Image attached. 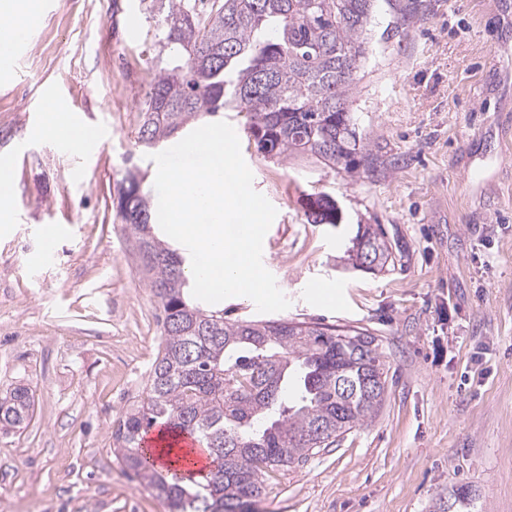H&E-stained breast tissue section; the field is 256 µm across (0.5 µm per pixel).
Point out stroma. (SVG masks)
<instances>
[{"mask_svg":"<svg viewBox=\"0 0 512 512\" xmlns=\"http://www.w3.org/2000/svg\"><path fill=\"white\" fill-rule=\"evenodd\" d=\"M16 70L0 74V162L27 221L0 232V396L29 388L23 429H0L5 512H168L112 452V422L145 392L159 302L116 217L127 169L155 195L140 107L167 61L144 0H38ZM139 30L136 40L128 28ZM60 89L99 143L59 152L26 117ZM349 108L368 154L353 171L258 154L228 112L253 187L276 208L263 251L284 319L360 327L388 370L372 421L268 471L257 512H448L453 489L512 512V0H375ZM327 195L338 224H311ZM382 225L383 272L347 250ZM64 226L46 245L41 231ZM331 287L322 301L315 285Z\"/></svg>","mask_w":512,"mask_h":512,"instance_id":"obj_1","label":"stroma"}]
</instances>
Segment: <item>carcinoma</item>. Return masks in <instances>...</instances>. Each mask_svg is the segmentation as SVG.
<instances>
[{
  "mask_svg": "<svg viewBox=\"0 0 512 512\" xmlns=\"http://www.w3.org/2000/svg\"><path fill=\"white\" fill-rule=\"evenodd\" d=\"M373 0H222L201 18L190 0H150L154 37L173 64L159 72L141 108L138 143L159 149L188 125L224 111L243 112L257 153L310 154L347 166L366 146L356 139L350 93L366 57ZM139 173L117 188V214L159 299L162 342L145 396L112 425L113 451L168 512H255L262 475L305 460L371 420L388 390L379 339L367 330L293 320H229L188 296L186 259L154 231ZM312 224L336 223V203H307ZM393 262L379 224L349 248ZM33 396L16 387L0 397V426L21 427ZM188 435L224 461L191 485L145 465L142 441L157 425ZM466 486L448 512H468Z\"/></svg>",
  "mask_w": 512,
  "mask_h": 512,
  "instance_id": "obj_1",
  "label": "carcinoma"
}]
</instances>
